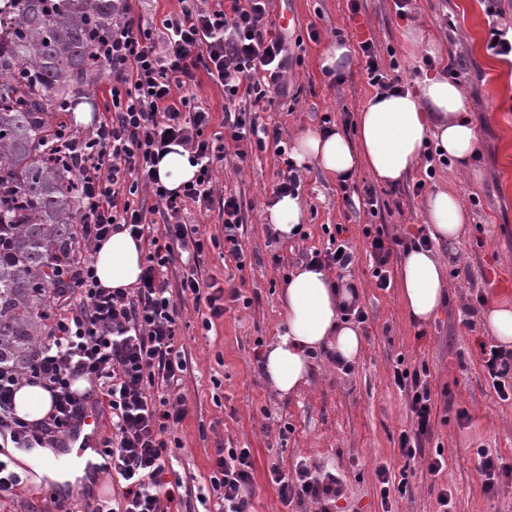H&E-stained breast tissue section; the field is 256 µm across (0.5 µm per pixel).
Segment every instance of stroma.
Instances as JSON below:
<instances>
[{
    "label": "stroma",
    "mask_w": 512,
    "mask_h": 512,
    "mask_svg": "<svg viewBox=\"0 0 512 512\" xmlns=\"http://www.w3.org/2000/svg\"><path fill=\"white\" fill-rule=\"evenodd\" d=\"M283 13L295 17L282 35L298 62L288 73L287 98L259 115L260 123L279 131V142L249 148L238 158L234 142L224 136L223 87L201 69L193 90L196 105L212 114L207 136L225 145V157L214 167L215 193L235 194L245 216L243 261L213 248L197 273L237 289L243 300L227 302L209 331L193 300L182 305L177 347L187 369L169 389L170 398L185 397L188 410L173 451L185 482L181 510L199 512V496L211 494L216 449L247 448L255 512H319V504L310 501L282 504L267 479L272 462L288 474L305 464L339 475L343 495L331 512H440L443 488L452 493L450 512H512V477H499L494 491H486L477 456L484 448L512 466V399L499 398L483 366L481 347L494 339L479 316L499 298H512V94L502 90L512 78V61L486 50L490 34L483 0H413L403 17L393 0H360L356 13L348 0H273L271 18ZM340 38L354 53L336 83L320 61ZM366 39L383 61L397 60L402 83L411 89L418 80L415 67L432 55L435 74H450L465 92L476 151L467 162L439 167L418 196L412 187L420 171L379 186L367 168H359L349 184L359 194L375 186L385 203L375 214L348 206L339 180L309 165L300 191L302 232L286 242L276 239L263 215L278 181L275 146H293L302 133L319 129L327 113L336 127L354 133V119L374 93L355 53ZM438 190L455 194L469 221L459 244H433L448 267V297L432 320L418 325L408 318L398 285L376 287L362 230L381 224L392 236L415 233L426 222L427 195ZM337 224L353 252L352 265L340 277L362 288L360 306L367 314L359 326L362 350L348 371L315 358L307 382L292 395H278L264 382L258 358L282 325L287 275L312 252L325 250V229ZM399 364L426 366L432 391L431 439L424 455L409 462L399 451L400 435L411 424L406 396L392 379ZM437 450L445 466L434 475L427 457ZM382 466L392 476L406 477V494L394 490L381 498L376 471ZM0 512L55 508L48 489L31 482L0 494Z\"/></svg>",
    "instance_id": "35a3bbf8"
}]
</instances>
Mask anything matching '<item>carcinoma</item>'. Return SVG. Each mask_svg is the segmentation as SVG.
<instances>
[{"instance_id": "cac0c4a2", "label": "carcinoma", "mask_w": 512, "mask_h": 512, "mask_svg": "<svg viewBox=\"0 0 512 512\" xmlns=\"http://www.w3.org/2000/svg\"><path fill=\"white\" fill-rule=\"evenodd\" d=\"M114 0H0V360L34 362L50 330L53 270L78 244V179L47 130L100 78Z\"/></svg>"}]
</instances>
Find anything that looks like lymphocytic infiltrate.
Returning <instances> with one entry per match:
<instances>
[{
	"label": "lymphocytic infiltrate",
	"instance_id": "obj_1",
	"mask_svg": "<svg viewBox=\"0 0 512 512\" xmlns=\"http://www.w3.org/2000/svg\"><path fill=\"white\" fill-rule=\"evenodd\" d=\"M179 16L154 28L136 16L134 0H120L119 16L97 54L106 64L108 115L88 132L56 130L50 142L79 178L80 242L71 262L61 267L52 286L56 315L40 344L35 363L25 371L0 362V447L35 448L52 443L87 405L108 411L112 435L103 451L111 460L109 474L122 480L120 499L86 503L84 512H173L181 503L183 479L171 452L179 440L175 430L186 415L184 399L154 396L157 382L173 385L186 369L176 348L178 298L204 303L205 329L224 315V292L199 279L190 264L200 262L209 237L185 221L189 208L210 210L214 203L213 165L223 160L222 147L205 137L211 115L191 102L198 69L223 87L228 103L247 102L248 110L225 116L224 128L237 143L264 147L266 125L248 118L288 94L284 75L292 65L287 42L271 30V0H180ZM177 143L192 155L198 172L178 191L165 188L156 166L168 146ZM150 190L151 199L140 196ZM164 226L155 233L154 222ZM125 229L149 245L138 287L109 289L98 284L92 247L112 232ZM363 234L373 260L378 288L391 285V259L398 250L431 247L425 230L410 240L389 236L384 227L365 226ZM186 267L178 290L167 272ZM484 367L502 400L512 399V350L483 348ZM95 382L94 401L72 389L74 377ZM393 381L408 397L410 431L402 432L399 450L406 460L422 453L431 434L432 394L424 369L394 368ZM47 390L52 409L47 418L30 423L15 416L14 393L21 383ZM267 479L282 503L311 501L323 505L342 495L335 475L300 467L286 475L271 464ZM213 512H251L254 485L250 449L220 448L210 475Z\"/></svg>",
	"mask_w": 512,
	"mask_h": 512
}]
</instances>
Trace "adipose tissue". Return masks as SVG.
I'll use <instances>...</instances> for the list:
<instances>
[{
	"label": "adipose tissue",
	"mask_w": 512,
	"mask_h": 512,
	"mask_svg": "<svg viewBox=\"0 0 512 512\" xmlns=\"http://www.w3.org/2000/svg\"><path fill=\"white\" fill-rule=\"evenodd\" d=\"M434 142L444 154L467 160L476 150V134L464 112V94L447 76H427L417 90L373 94L358 114L357 135L342 131L325 135L301 134L292 148L297 165L316 163L327 175L339 178L367 166L376 180L401 182L416 167L424 144ZM188 150L171 145L158 163L161 183L170 190L192 180L197 172ZM431 237L459 242L465 212L448 191L431 194L425 205ZM267 221L282 240L292 238L303 216L300 197L285 195L265 211ZM141 241L119 231L95 247V274L102 287L132 288L143 268ZM447 292L446 266L431 250H409L403 257L400 294L414 322L426 323L440 310ZM361 289L354 282H334L327 271L310 265L289 276L283 292L285 327L266 347L261 368L269 385L289 395L303 385L315 357L329 353L344 362L354 361L362 336L343 314L357 303Z\"/></svg>",
	"instance_id": "1"
}]
</instances>
